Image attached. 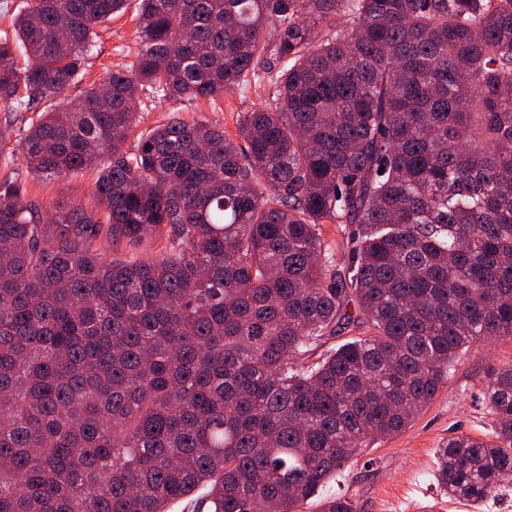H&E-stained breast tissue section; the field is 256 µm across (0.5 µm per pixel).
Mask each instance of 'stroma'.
Instances as JSON below:
<instances>
[{"mask_svg": "<svg viewBox=\"0 0 512 512\" xmlns=\"http://www.w3.org/2000/svg\"><path fill=\"white\" fill-rule=\"evenodd\" d=\"M140 0H128L125 9L97 25L99 38L88 62L82 81L73 85L70 95L103 79L107 70L130 64L139 45L137 16ZM274 85L271 82L249 84L232 95L216 100L156 99L143 101L141 118L134 137L124 147L133 150L137 135L172 119L189 120L202 117L223 127L229 136H237L240 113L271 103ZM35 112H1L0 126L7 130V148L0 149V178L13 175L26 181L32 197L46 203L68 206L79 202L92 206V175L43 177L30 172L11 146L22 137ZM106 258L129 260L153 258L162 254L166 242L149 239L134 245L113 242L107 232H100L96 241ZM512 363V339L504 337L464 350L448 374V382L432 403L416 418L412 426L389 439L371 443L326 484L327 496L351 498L357 512H512V492L481 508L449 497L434 479L435 450L444 440L457 433L485 439L492 435L494 424L484 402L483 392L488 379L498 369Z\"/></svg>", "mask_w": 512, "mask_h": 512, "instance_id": "obj_1", "label": "stroma"}]
</instances>
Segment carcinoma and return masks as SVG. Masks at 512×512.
Here are the masks:
<instances>
[{
  "instance_id": "1",
  "label": "carcinoma",
  "mask_w": 512,
  "mask_h": 512,
  "mask_svg": "<svg viewBox=\"0 0 512 512\" xmlns=\"http://www.w3.org/2000/svg\"><path fill=\"white\" fill-rule=\"evenodd\" d=\"M125 5L26 0L0 36V103L40 113L26 168L96 175L92 208L0 179V512H299L462 350L512 337V0H141L134 61L58 101ZM275 69L239 140L173 120L122 149L143 94ZM104 224L168 249L109 260ZM321 224L351 227L347 259ZM484 399L492 438L435 452L474 504L512 489V365Z\"/></svg>"
}]
</instances>
